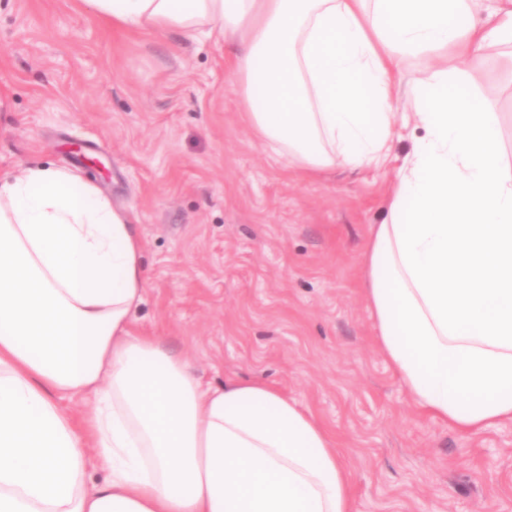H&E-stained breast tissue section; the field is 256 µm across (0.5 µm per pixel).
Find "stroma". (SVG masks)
Instances as JSON below:
<instances>
[{"label": "stroma", "instance_id": "35a3bbf8", "mask_svg": "<svg viewBox=\"0 0 512 512\" xmlns=\"http://www.w3.org/2000/svg\"><path fill=\"white\" fill-rule=\"evenodd\" d=\"M232 44L113 29L85 0H0V171L81 159L133 216L146 299L133 329L203 384L262 380L326 426L355 512H512V425L470 436L420 414L375 349L362 252L396 166H288L255 139ZM502 112L512 92L474 72Z\"/></svg>", "mask_w": 512, "mask_h": 512}]
</instances>
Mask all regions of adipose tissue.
<instances>
[{
    "label": "adipose tissue",
    "instance_id": "obj_1",
    "mask_svg": "<svg viewBox=\"0 0 512 512\" xmlns=\"http://www.w3.org/2000/svg\"><path fill=\"white\" fill-rule=\"evenodd\" d=\"M88 3L119 30L238 37L246 123L311 174L387 165L413 70L423 134L363 255L374 342L421 414L466 435L512 422V161L466 73L512 67V0ZM141 250L77 171L0 174V512H353L309 408L265 382L204 386L133 333Z\"/></svg>",
    "mask_w": 512,
    "mask_h": 512
}]
</instances>
